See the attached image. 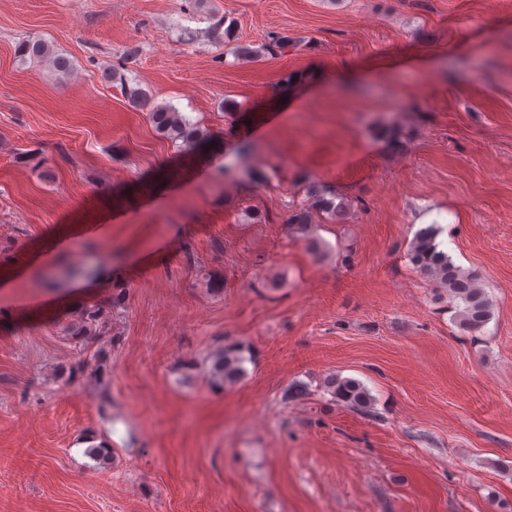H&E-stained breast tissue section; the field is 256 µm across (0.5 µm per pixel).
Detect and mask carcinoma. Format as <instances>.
Wrapping results in <instances>:
<instances>
[{"label": "carcinoma", "mask_w": 512, "mask_h": 512, "mask_svg": "<svg viewBox=\"0 0 512 512\" xmlns=\"http://www.w3.org/2000/svg\"><path fill=\"white\" fill-rule=\"evenodd\" d=\"M233 23L227 17L213 19L211 34L214 38L230 39ZM18 58L22 62L47 61L60 75H68L73 69L69 57L58 53L40 37L21 41L17 47ZM127 98L137 107H149L150 119L155 130L165 138L191 151L208 139L207 129L182 115L170 104H152L148 94L140 88L123 87ZM308 192L316 197V209L338 217L343 211V203L336 202V196L315 182L308 186ZM314 221V214L308 208H295L288 211L285 223L305 227ZM438 229L429 226L418 231L410 243L408 258L414 270L421 276L433 280L448 294L454 303L456 324L464 331L477 333L489 323L492 317V303L480 284L477 274L456 265L448 253L439 249ZM104 305L92 304L86 307L78 322L66 329V335L78 343H89L96 336V328L103 314ZM243 356L238 345L223 346L210 358V375L215 385L224 386L239 381L246 375ZM323 390L332 401L364 414L372 412L374 398L369 389L359 380L327 375L322 382Z\"/></svg>", "instance_id": "1"}]
</instances>
